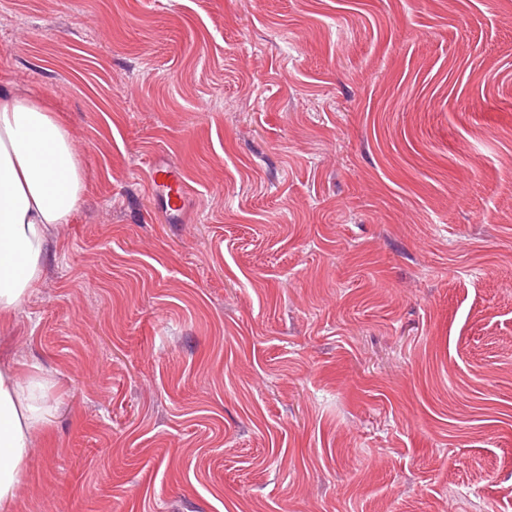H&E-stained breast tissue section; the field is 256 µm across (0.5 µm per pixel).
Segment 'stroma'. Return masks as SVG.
<instances>
[{"mask_svg": "<svg viewBox=\"0 0 512 512\" xmlns=\"http://www.w3.org/2000/svg\"><path fill=\"white\" fill-rule=\"evenodd\" d=\"M0 86L87 184L9 512H512V0H0ZM150 183L171 211L180 209L187 191L186 181L180 172L169 166L154 164L150 169Z\"/></svg>", "mask_w": 512, "mask_h": 512, "instance_id": "stroma-1", "label": "stroma"}]
</instances>
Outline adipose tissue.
Returning <instances> with one entry per match:
<instances>
[{"label":"adipose tissue","instance_id":"ef3b65f1","mask_svg":"<svg viewBox=\"0 0 512 512\" xmlns=\"http://www.w3.org/2000/svg\"><path fill=\"white\" fill-rule=\"evenodd\" d=\"M86 189L71 135L50 106L0 88V314L20 310L43 273L53 231L70 223ZM45 378L0 364V512L23 480L47 422Z\"/></svg>","mask_w":512,"mask_h":512}]
</instances>
